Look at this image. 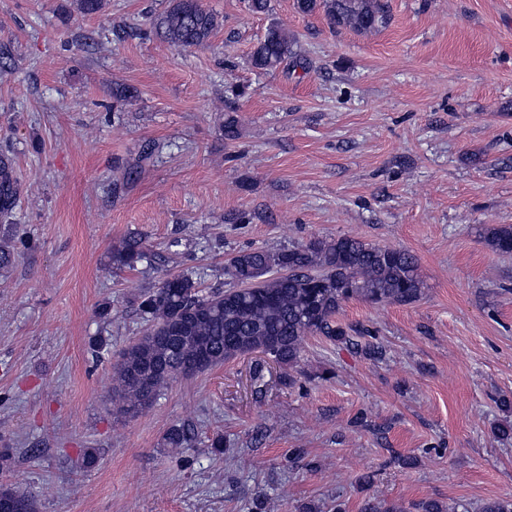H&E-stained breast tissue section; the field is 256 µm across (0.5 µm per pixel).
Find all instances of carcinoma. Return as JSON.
<instances>
[{"label": "carcinoma", "mask_w": 512, "mask_h": 512, "mask_svg": "<svg viewBox=\"0 0 512 512\" xmlns=\"http://www.w3.org/2000/svg\"><path fill=\"white\" fill-rule=\"evenodd\" d=\"M302 15L321 13L329 24L369 32L386 24L382 0H295ZM219 26L217 16L199 0H169L154 21L158 35L185 47L206 44ZM288 30L273 24L254 46L251 66L262 72L290 65L301 58ZM112 108L138 99L132 86L112 88ZM22 187L13 155L0 150V218H9L18 206ZM488 246L502 256L512 255V224L485 228ZM147 258L142 242L122 241L110 249L112 268H133ZM235 286L202 292L188 274L164 279L144 294L140 303L149 326L124 348L113 364L110 401L118 413L135 417L146 410L170 381L206 372L238 356L259 354L280 367L298 366L303 343L310 336L350 347L365 340V354L379 361L383 348L368 340L369 329L343 326L336 321L343 304L359 299L375 305L412 304L422 294L418 262L410 251L379 246L353 236L316 238L306 244L269 251L260 247L240 250L229 261ZM170 448L189 443L182 426L169 430ZM0 499L11 512H35L31 496L1 486ZM417 512H471L470 505L438 501L414 505Z\"/></svg>", "instance_id": "cac0c4a2"}]
</instances>
